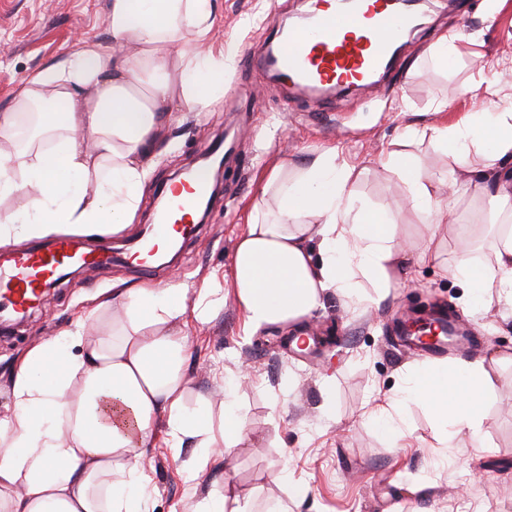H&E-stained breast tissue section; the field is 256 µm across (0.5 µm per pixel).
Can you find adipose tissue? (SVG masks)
Wrapping results in <instances>:
<instances>
[{
  "label": "adipose tissue",
  "instance_id": "1",
  "mask_svg": "<svg viewBox=\"0 0 512 512\" xmlns=\"http://www.w3.org/2000/svg\"><path fill=\"white\" fill-rule=\"evenodd\" d=\"M212 0H111L112 41L72 52L34 74L11 111L0 113V136L12 137L16 115L37 102L63 104L43 112L37 139L0 150V199L22 195L25 214L0 211V242L59 234L120 231L135 218L154 157L170 147L166 118L175 104L197 111L224 94L232 53L212 49ZM469 92L498 100L496 112L473 113L429 135L462 165L463 180L500 218L491 266L460 250L450 269L473 299L512 302V100L496 78ZM483 149L470 166L472 146ZM405 186L404 205L419 213L430 247L437 229L459 221L456 194L440 196L442 173L420 159L389 157ZM276 165L274 212L264 197L252 205L232 267L235 300L253 329L297 324L337 297L355 307L383 299L410 244L399 238L398 215L357 197L353 166L318 153L296 179ZM223 284L204 283L195 305L178 285L114 290L86 319L16 362L8 381L14 409L0 418V512H145V459L157 426L171 447L199 448L186 465L190 479L222 471L246 437L232 401L187 413L191 322L205 321ZM119 317L105 325V312ZM486 388L483 360L430 364L411 373L386 406L365 410L384 418L412 397L427 398L454 435L477 437Z\"/></svg>",
  "mask_w": 512,
  "mask_h": 512
}]
</instances>
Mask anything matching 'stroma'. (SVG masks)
<instances>
[{
    "label": "stroma",
    "mask_w": 512,
    "mask_h": 512,
    "mask_svg": "<svg viewBox=\"0 0 512 512\" xmlns=\"http://www.w3.org/2000/svg\"><path fill=\"white\" fill-rule=\"evenodd\" d=\"M214 4L212 44L233 45L236 55L224 71L223 99L203 112L174 106L171 149L156 160L135 224L73 241L86 250L104 241L114 248L136 243L152 221L158 191L232 128L241 136L223 193L175 262L154 266L148 275L120 257L95 271L79 268L59 278L23 321L0 330V418L12 410L6 387L16 358L57 337L99 294L131 285L197 288L230 276L251 202L275 165L287 163L293 177L315 154L335 150L359 170L354 191L361 199L394 207L403 184L384 166L389 155L414 153L434 172L455 166L432 140L406 137L405 127L494 112L495 102H476L469 87L487 63L512 68V0H437L428 25L403 44L381 81L331 96L318 108L249 62L282 23L304 10L303 0ZM109 12L110 0H0V111L39 70L67 53L107 44ZM450 33L460 52L441 67L430 49ZM456 192L459 223L441 225L433 252L413 250L377 304L355 311L334 297L298 331L274 326L253 332L228 288L206 322L192 323L187 406L193 411L207 400L218 409L233 397L247 437L223 472L191 480L182 466L194 448H171L157 433L146 459L154 488L146 512H194L214 483L226 479L252 512H457L461 503L468 512H512V306L471 304L467 289L448 273L454 245L470 225L495 220L471 189L460 185ZM422 301L451 307L475 328L472 356L484 359L488 374L480 447H445L422 400L404 403L388 428L363 415L366 403L393 395L405 374L424 364V357L400 347L396 330L399 318Z\"/></svg>",
    "instance_id": "1"
}]
</instances>
